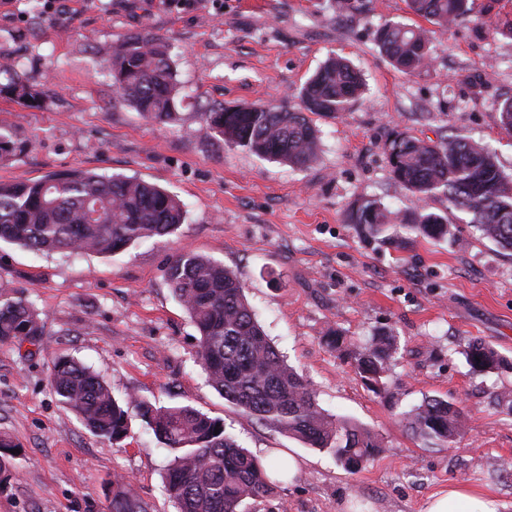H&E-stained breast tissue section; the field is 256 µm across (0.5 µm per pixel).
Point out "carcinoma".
Instances as JSON below:
<instances>
[{
	"label": "carcinoma",
	"mask_w": 512,
	"mask_h": 512,
	"mask_svg": "<svg viewBox=\"0 0 512 512\" xmlns=\"http://www.w3.org/2000/svg\"><path fill=\"white\" fill-rule=\"evenodd\" d=\"M501 0H408L418 18L448 30L475 13H495V33L512 40V18L494 12ZM336 16L363 15L369 0H334ZM374 42L393 67L413 73L428 66L430 30L387 21ZM112 86L119 98L150 121L171 119L182 93L165 40L150 32L123 39L105 52ZM361 74L342 57H330L299 93V108L214 104L202 113L203 128L230 144L294 167L310 163L318 130L312 116H334L363 92ZM0 96L28 107L39 106L41 92L15 72ZM501 129L512 134V97L497 103ZM393 179L426 200L437 192L448 207L471 216L480 236L512 251V177L479 141L460 136L423 140L397 133L385 144ZM185 218L181 202L166 189L142 179L75 169L38 180L0 184V241L33 252L108 254L143 240L173 233ZM367 240L382 238L393 223L377 199L361 201L349 214ZM420 236H452L448 218L415 212L400 218ZM167 280L187 311L198 337V359L211 386L224 400L261 424L313 448L333 453L343 468L356 473L383 450L365 426L326 413L308 379L288 366L257 321L235 272L214 259L177 254ZM43 329L25 299L0 288V343L43 344ZM397 353L396 336L383 331L353 351L354 367L374 393L387 391ZM467 362L477 372L498 369L504 359L490 346L473 344ZM51 385L61 403L73 410L96 437L119 442L129 427V409L152 431L168 466L164 489L178 512H241L248 500L271 494L262 460L225 433L224 423L191 406L155 408L135 398L122 405L87 366L68 357L51 359ZM411 433L427 444L449 442L465 427L461 409L426 399L407 420ZM111 512H147L122 478L113 482Z\"/></svg>",
	"instance_id": "obj_1"
}]
</instances>
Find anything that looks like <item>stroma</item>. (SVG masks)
Wrapping results in <instances>:
<instances>
[{
    "mask_svg": "<svg viewBox=\"0 0 512 512\" xmlns=\"http://www.w3.org/2000/svg\"><path fill=\"white\" fill-rule=\"evenodd\" d=\"M388 20L416 18L407 0H372L369 15L341 21L331 0H0V54L43 93L36 108L0 97V139L15 147L0 160V182L89 169L157 184L186 209L174 234L111 255L0 242V287L21 293L45 332L40 349L0 343V436L19 449L0 482V512H110L120 476L149 512H177L151 430L135 416L121 442L91 434L50 388L54 356L91 367L119 401L189 405L259 457L288 450L302 461L293 482L245 512H423L451 484L512 512V252L481 238L444 195L419 201L393 180L384 153L401 132L434 140L454 130L488 144L512 174V136L496 111L512 96V41L469 17L433 30L431 64L409 75L375 46ZM145 30L166 38L184 88L165 123L115 97L103 60V47ZM333 54L361 71L366 90L347 111L315 118L320 145L309 165L206 136L200 114L210 104L295 105ZM364 198L445 216L455 237L394 227L389 241H366L347 218ZM186 251L237 274L287 364L325 412L378 434V458L348 473L329 450L261 425L209 385L198 333L166 276ZM331 328L359 346L383 329L397 336L386 394L369 391L328 346ZM476 342L506 367L471 372ZM427 397L465 414L448 444H423L407 429Z\"/></svg>",
    "mask_w": 512,
    "mask_h": 512,
    "instance_id": "obj_1",
    "label": "stroma"
}]
</instances>
